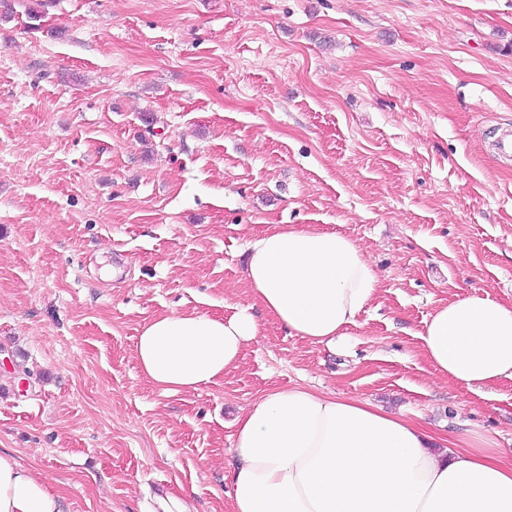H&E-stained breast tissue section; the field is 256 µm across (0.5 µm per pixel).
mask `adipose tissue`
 <instances>
[{
	"label": "adipose tissue",
	"mask_w": 512,
	"mask_h": 512,
	"mask_svg": "<svg viewBox=\"0 0 512 512\" xmlns=\"http://www.w3.org/2000/svg\"><path fill=\"white\" fill-rule=\"evenodd\" d=\"M251 296L289 335L335 343L380 286L350 237L284 227L249 244ZM260 333L249 308L229 317L172 312L146 323L135 354L166 392L235 368ZM440 376L475 391L512 379V305L473 294L441 306L419 333ZM230 512H512V457L436 449L403 415L305 388L274 389L235 421ZM0 512H61L58 497L0 451Z\"/></svg>",
	"instance_id": "1"
}]
</instances>
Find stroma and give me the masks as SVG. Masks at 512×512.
Instances as JSON below:
<instances>
[{
	"mask_svg": "<svg viewBox=\"0 0 512 512\" xmlns=\"http://www.w3.org/2000/svg\"><path fill=\"white\" fill-rule=\"evenodd\" d=\"M512 0H0V449L62 512H228L234 420L278 387L512 450V380L433 374L419 332L512 303ZM306 224L381 277L336 345L252 306L247 245ZM261 331L166 392L141 327L172 311Z\"/></svg>",
	"mask_w": 512,
	"mask_h": 512,
	"instance_id": "obj_1",
	"label": "stroma"
}]
</instances>
